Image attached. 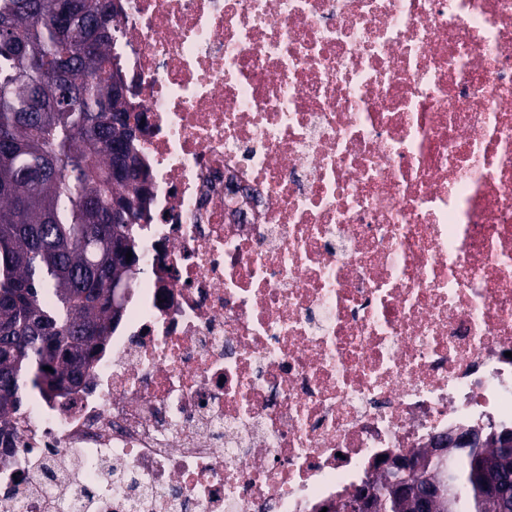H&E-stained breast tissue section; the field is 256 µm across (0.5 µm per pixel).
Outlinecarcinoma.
<instances>
[{
  "mask_svg": "<svg viewBox=\"0 0 512 512\" xmlns=\"http://www.w3.org/2000/svg\"><path fill=\"white\" fill-rule=\"evenodd\" d=\"M98 2L0 0V143L14 144L0 151V418L26 391L82 382L114 328L112 285L128 277L112 256L114 204L127 205L124 234L140 190L112 168L135 148ZM480 458L512 484V452L491 444L422 457L434 512H512L485 497ZM375 490L381 512H414L391 485Z\"/></svg>",
  "mask_w": 512,
  "mask_h": 512,
  "instance_id": "1",
  "label": "carcinoma"
}]
</instances>
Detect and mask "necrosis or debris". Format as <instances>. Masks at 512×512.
Returning <instances> with one entry per match:
<instances>
[{
  "instance_id": "1",
  "label": "necrosis or debris",
  "mask_w": 512,
  "mask_h": 512,
  "mask_svg": "<svg viewBox=\"0 0 512 512\" xmlns=\"http://www.w3.org/2000/svg\"><path fill=\"white\" fill-rule=\"evenodd\" d=\"M120 5L151 274L0 512H329L512 425V0Z\"/></svg>"
}]
</instances>
